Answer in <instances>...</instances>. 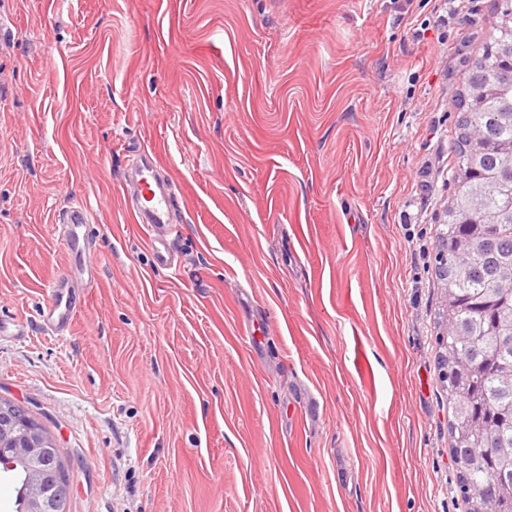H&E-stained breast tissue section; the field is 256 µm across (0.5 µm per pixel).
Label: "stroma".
Wrapping results in <instances>:
<instances>
[{"instance_id": "stroma-1", "label": "stroma", "mask_w": 512, "mask_h": 512, "mask_svg": "<svg viewBox=\"0 0 512 512\" xmlns=\"http://www.w3.org/2000/svg\"><path fill=\"white\" fill-rule=\"evenodd\" d=\"M495 4L0 0V398L68 457L70 512H464L434 238ZM145 149L173 271L123 204ZM61 226L65 229L64 235L71 251H83L85 249V233L79 232L87 225L93 224L90 211L81 204H77L60 218ZM63 281L52 282L48 301L38 310V317L55 336H63L72 325L77 307Z\"/></svg>"}]
</instances>
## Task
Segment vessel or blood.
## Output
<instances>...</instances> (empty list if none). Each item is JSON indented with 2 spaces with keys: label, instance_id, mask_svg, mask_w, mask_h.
I'll return each instance as SVG.
<instances>
[{
  "label": "vessel or blood",
  "instance_id": "obj_1",
  "mask_svg": "<svg viewBox=\"0 0 512 512\" xmlns=\"http://www.w3.org/2000/svg\"><path fill=\"white\" fill-rule=\"evenodd\" d=\"M132 180L135 195L125 199L124 206L136 223L150 229L151 249L156 262L170 266L171 245L181 232L180 225L171 221L174 208L173 184L158 176L156 163L149 155L143 156ZM92 222L90 211L82 205L74 206L62 215L60 223L70 250H84L83 230ZM49 292V298L39 309L38 317L54 335L61 336L72 325L77 307L70 291L62 282H52Z\"/></svg>",
  "mask_w": 512,
  "mask_h": 512
}]
</instances>
